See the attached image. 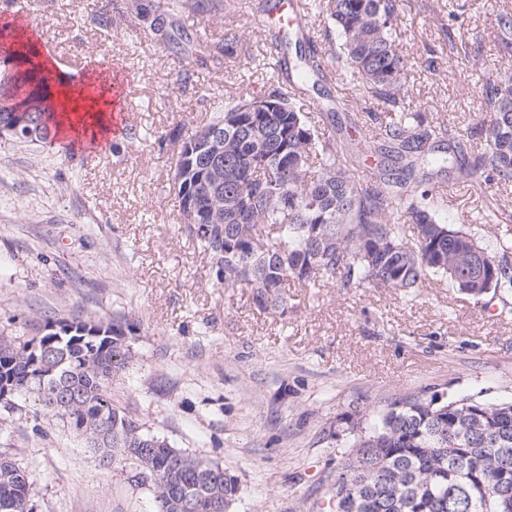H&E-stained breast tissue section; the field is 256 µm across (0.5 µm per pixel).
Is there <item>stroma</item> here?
I'll return each instance as SVG.
<instances>
[{
    "label": "stroma",
    "mask_w": 512,
    "mask_h": 512,
    "mask_svg": "<svg viewBox=\"0 0 512 512\" xmlns=\"http://www.w3.org/2000/svg\"><path fill=\"white\" fill-rule=\"evenodd\" d=\"M176 2L171 17L159 0H38V48L126 60L132 132L65 152L0 137V336L22 344L45 318L78 313L120 324L132 358L112 381L114 405L220 464L239 487L229 512H322L353 425L392 400L512 401V293L476 300L431 279L408 295L325 278L289 288L275 312L255 306L249 286L218 284L179 229L169 139L206 124L225 97L268 89L274 32L291 46L309 37L322 57L329 42L320 17L285 31L259 25L275 0ZM496 13L495 0H398L407 111L446 120L478 153L488 116L474 61L512 73ZM158 18L187 35L188 50L151 32ZM322 86L335 111L326 127L386 110L332 70ZM444 184L448 222L496 250L512 227V184L479 188L453 169ZM490 199L506 224L476 223ZM17 403L0 408V450L32 473L34 512H149L152 493L130 482L125 461L102 465L65 422L34 421L32 395Z\"/></svg>",
    "instance_id": "35a3bbf8"
}]
</instances>
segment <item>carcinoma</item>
<instances>
[{
  "mask_svg": "<svg viewBox=\"0 0 512 512\" xmlns=\"http://www.w3.org/2000/svg\"><path fill=\"white\" fill-rule=\"evenodd\" d=\"M308 10L333 26L330 59L339 79L360 81L373 99L390 107L386 117L368 112L359 122L378 126L372 138H355L348 150L322 126V108L309 101V86L324 77L317 53L299 49L274 63L285 73L266 92L277 112H246V97L227 98L207 126L224 124L220 165L205 142L187 152L174 139L175 180L184 204L195 180H208L197 196L205 223L180 230L209 258L217 282L245 284L262 310L288 308V288L331 277L342 288H398L412 294L431 277L473 298L512 291V244L483 247L470 231L447 223L448 197L439 191L450 168L464 178L512 182V75L475 62L478 88L490 124L479 129L484 152L467 161L462 141L445 121L407 112L401 89L407 63L397 40V0H313ZM497 40L512 53V11L496 14ZM4 61L13 73L0 81V100H27L30 112H0V127L14 126L21 142L47 140L61 99L49 93L39 54L9 25ZM380 153L404 162L377 166L373 184L354 175L364 157ZM412 225L413 242L403 226ZM493 263L480 276L479 259ZM35 353L29 343L0 337V406L34 393L35 419L57 417L109 463L120 455L134 482L152 489L150 512H222L237 483L224 468L186 454L145 431L112 404V378L127 364L129 345L116 324L73 316L44 321ZM354 447L329 490L332 512H512V402L487 405L468 396L393 400L370 432L354 434ZM33 479L0 452V512H33Z\"/></svg>",
  "mask_w": 512,
  "mask_h": 512,
  "instance_id": "cac0c4a2",
  "label": "carcinoma"
}]
</instances>
